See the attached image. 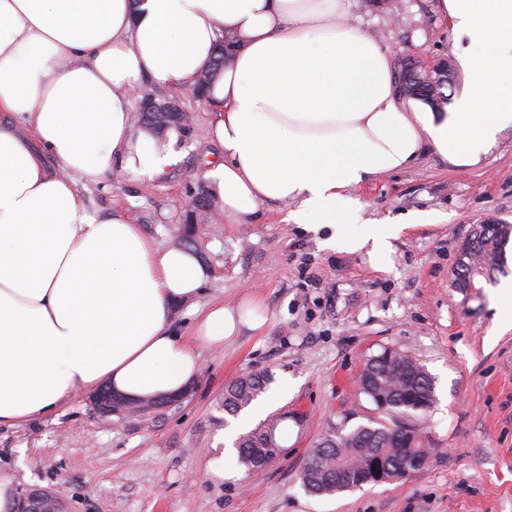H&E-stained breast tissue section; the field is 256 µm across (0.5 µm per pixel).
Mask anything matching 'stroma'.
<instances>
[{
    "label": "stroma",
    "mask_w": 512,
    "mask_h": 512,
    "mask_svg": "<svg viewBox=\"0 0 512 512\" xmlns=\"http://www.w3.org/2000/svg\"><path fill=\"white\" fill-rule=\"evenodd\" d=\"M393 3L387 11L376 0H352V19L392 59L426 69L447 61L444 92L455 98L463 74L435 0ZM146 94L192 116L191 129L178 132L180 161L147 187L124 173L78 186L80 201L98 216L125 211L162 250L189 230V247L210 276L200 295L174 305L177 335H192L206 306L249 298L264 323L202 348L188 399L153 416L100 414L91 392L80 390L49 416L1 426L0 474L21 487L57 489L67 512H512V327H503L496 297L512 281V243L502 272L468 292L453 286L473 227L512 224V127L476 166H453L429 150L410 168L353 190L359 209L347 234L368 224L402 227L377 260L364 249L326 246L328 230L287 223L284 203L263 204L248 224L229 223L216 209L185 214L182 199L206 193L204 174L221 156L197 137L210 106L190 90L150 85L133 99ZM427 213L433 223L410 224ZM386 349L411 354L433 379V404L419 420L428 464L394 482L309 495L299 473L313 448L333 431L379 420L358 375ZM264 371L278 400L265 415L240 420L250 430L285 418L289 440L264 471L245 476L232 459L217 477L210 462L224 446V387Z\"/></svg>",
    "instance_id": "1"
}]
</instances>
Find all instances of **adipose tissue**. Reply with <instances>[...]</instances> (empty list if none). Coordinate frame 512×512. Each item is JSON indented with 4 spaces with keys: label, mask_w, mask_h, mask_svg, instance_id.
Listing matches in <instances>:
<instances>
[{
    "label": "adipose tissue",
    "mask_w": 512,
    "mask_h": 512,
    "mask_svg": "<svg viewBox=\"0 0 512 512\" xmlns=\"http://www.w3.org/2000/svg\"><path fill=\"white\" fill-rule=\"evenodd\" d=\"M439 7L464 77L451 108L400 97L389 50L350 21V0H0V425L103 383L180 393L202 347L263 323L216 304L192 339L176 336L172 308L208 268L193 250L156 248L124 211L80 202L78 182L121 171L149 183L180 159L177 133L160 144L135 132V89L194 86L224 43L206 95L224 160L204 178L225 218L294 202L289 222L381 256L398 227L346 236L351 189L427 149L477 165L512 126V0Z\"/></svg>",
    "instance_id": "obj_1"
}]
</instances>
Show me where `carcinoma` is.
Wrapping results in <instances>:
<instances>
[{
    "instance_id": "obj_1",
    "label": "carcinoma",
    "mask_w": 512,
    "mask_h": 512,
    "mask_svg": "<svg viewBox=\"0 0 512 512\" xmlns=\"http://www.w3.org/2000/svg\"><path fill=\"white\" fill-rule=\"evenodd\" d=\"M401 91L404 95L423 100L441 95L448 84V74L435 80L421 78L415 64L400 63ZM143 123L158 127L175 125L189 128L191 116L177 112L141 113ZM512 240V225L493 222L478 224L466 238L469 263L489 276L501 270L505 248ZM271 375L250 373L224 388V412L236 416L249 407L267 388ZM359 388L376 410L389 416L392 424L374 427L359 425L348 432L326 436L311 455L300 473L303 488L317 496L340 494L366 484L390 482L403 478L424 464L421 441L409 442L406 433L417 428L401 421L414 413H426L433 403V380L412 356L386 349L363 364ZM279 420L263 422L239 436L235 443L237 462L246 474L252 475L277 457Z\"/></svg>"
}]
</instances>
